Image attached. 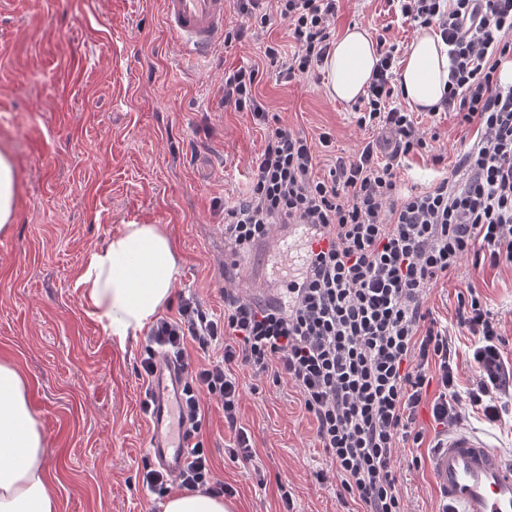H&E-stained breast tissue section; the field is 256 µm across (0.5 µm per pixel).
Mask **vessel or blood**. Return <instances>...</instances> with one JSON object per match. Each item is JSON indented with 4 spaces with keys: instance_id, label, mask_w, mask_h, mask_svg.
<instances>
[{
    "instance_id": "obj_1",
    "label": "vessel or blood",
    "mask_w": 512,
    "mask_h": 512,
    "mask_svg": "<svg viewBox=\"0 0 512 512\" xmlns=\"http://www.w3.org/2000/svg\"><path fill=\"white\" fill-rule=\"evenodd\" d=\"M227 0H162L169 33L189 55L207 57L224 40ZM317 236L305 224L289 225L278 251L291 257L296 249H316ZM184 375L159 358L149 386L147 451L168 473L179 472L188 456L180 423ZM431 489L447 512H512V462L502 458L486 436L461 429L444 435L430 459Z\"/></svg>"
}]
</instances>
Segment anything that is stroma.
<instances>
[{
	"label": "stroma",
	"instance_id": "1",
	"mask_svg": "<svg viewBox=\"0 0 512 512\" xmlns=\"http://www.w3.org/2000/svg\"><path fill=\"white\" fill-rule=\"evenodd\" d=\"M354 25L408 48L421 34L388 0H340L336 33ZM271 43L294 50L276 15L261 39L246 36L198 60L167 31L161 0H0V149L14 160L20 192L14 228L0 234V359L27 381L61 512H163L164 503L143 480L146 336L117 343L86 314L77 281L88 253L121 224L161 225L179 257L166 316L190 297L223 319L228 263L242 295L264 300L282 286L264 249L238 258L224 243V208L246 194L267 133L249 113L223 106L225 72L258 69L256 93L270 116L313 137L330 132L336 155H351L365 137L352 104L331 98L325 81H281L264 55ZM414 118L438 135L432 155L454 166L470 133L451 113ZM432 155L410 157L406 183L437 175ZM468 286L497 315L512 365V267L463 262L426 299L450 332L462 394L476 343L456 322L457 297ZM234 374L252 460L230 461L233 435L217 400L203 401L199 437L216 478L236 490V512H284L282 483L293 512H356L336 479L318 478L326 457L294 388L242 366ZM417 425L420 447L399 449L395 468L409 512H437L428 461L439 432L429 406L420 407ZM459 426L491 437L512 459V412L491 423L468 409Z\"/></svg>",
	"mask_w": 512,
	"mask_h": 512
}]
</instances>
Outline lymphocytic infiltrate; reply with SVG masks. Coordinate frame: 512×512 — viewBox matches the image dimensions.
<instances>
[{
    "label": "lymphocytic infiltrate",
    "instance_id": "f902f5d3",
    "mask_svg": "<svg viewBox=\"0 0 512 512\" xmlns=\"http://www.w3.org/2000/svg\"><path fill=\"white\" fill-rule=\"evenodd\" d=\"M254 29L272 15L287 21L296 48L264 54L285 81L322 69L333 43L338 0H232ZM402 18L435 29L448 46V90L432 114L454 113L474 128L452 173L425 187H409L400 170L408 156L429 143L412 113L395 106L397 44L378 37L379 60L363 95L359 128L372 140L337 157L326 177L316 174L319 149L330 133L309 138L278 126L252 165L248 193L224 210V239L237 253L270 237L277 224H307L322 233L325 249L307 251L283 296L259 302L224 291V319H209L194 300H181L177 317H159L149 331L141 366L155 369L164 350L186 374L182 418L190 434L201 428V398L220 400L224 422L236 440L231 460L250 461L253 448L238 424L240 391L234 365L255 375L287 379L315 423V438L330 462L341 496L360 512H407L393 458L420 444L418 410L437 386L431 414L449 429L462 416L456 391L458 365L447 328L426 308L430 288L450 279L465 258L474 268L512 264V83H502L512 64V0H391ZM258 72L241 68L224 79L225 105L265 123L268 111L256 94ZM457 324L478 342L470 407L488 420L500 418L497 396L512 389V366L502 348L499 319L476 292L459 297ZM200 349L220 344L222 358L196 368L187 342ZM181 488L232 495L216 482L202 442L191 444L178 472Z\"/></svg>",
    "mask_w": 512,
    "mask_h": 512
}]
</instances>
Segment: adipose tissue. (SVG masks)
Returning <instances> with one entry per match:
<instances>
[{"instance_id": "1", "label": "adipose tissue", "mask_w": 512, "mask_h": 512, "mask_svg": "<svg viewBox=\"0 0 512 512\" xmlns=\"http://www.w3.org/2000/svg\"><path fill=\"white\" fill-rule=\"evenodd\" d=\"M377 61L364 28H351L335 42L325 63L328 93L353 102L365 92ZM448 48L423 34L402 63L398 86L413 110L440 102L448 85ZM19 208L11 156L0 150V233L8 232ZM178 255L156 224L122 225L93 249L78 278L87 315L118 342L137 335L170 300ZM0 512H60L48 477L41 425L28 403L27 382L17 366L0 360Z\"/></svg>"}]
</instances>
